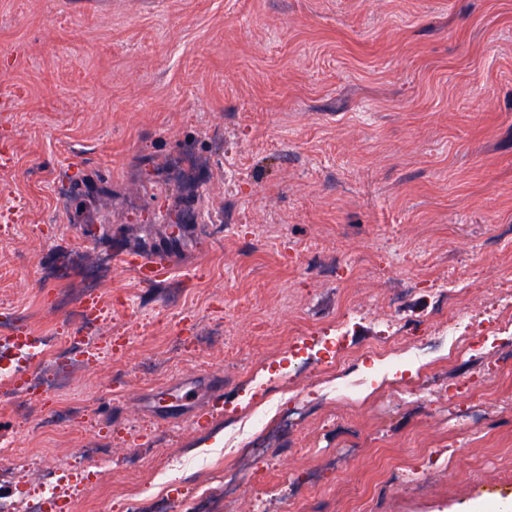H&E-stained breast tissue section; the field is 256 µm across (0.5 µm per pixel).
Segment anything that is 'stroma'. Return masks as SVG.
<instances>
[{
	"mask_svg": "<svg viewBox=\"0 0 512 512\" xmlns=\"http://www.w3.org/2000/svg\"><path fill=\"white\" fill-rule=\"evenodd\" d=\"M0 148V307L68 329L81 294L53 268L108 252L91 332L118 342L73 371L64 429L42 428L52 401L0 398V464L111 442L81 461L102 485L64 494L120 512L163 452L220 450L299 365L319 423L282 430L274 466L225 456L243 480L226 512L285 477L265 512H342L389 452L413 474L368 512H512V326L481 356L436 348L428 378L372 370L390 325L434 338L442 282L479 310L512 291V0H0ZM173 220L194 237L140 282L120 255ZM339 350L364 385L330 400L309 365ZM201 373L223 392L181 399Z\"/></svg>",
	"mask_w": 512,
	"mask_h": 512,
	"instance_id": "1",
	"label": "stroma"
}]
</instances>
